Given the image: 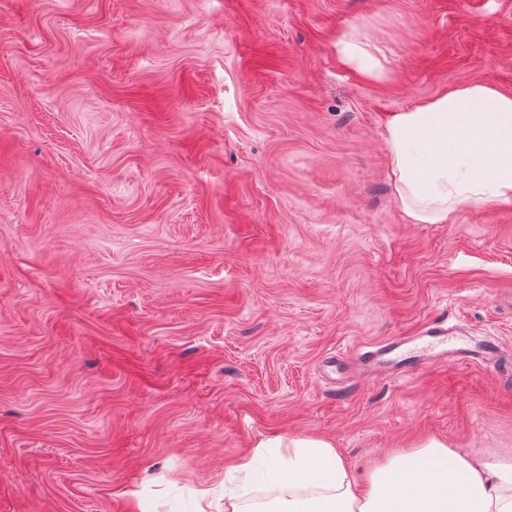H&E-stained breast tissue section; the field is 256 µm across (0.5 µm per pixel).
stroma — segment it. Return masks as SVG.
I'll use <instances>...</instances> for the list:
<instances>
[{"instance_id":"1","label":"stroma","mask_w":512,"mask_h":512,"mask_svg":"<svg viewBox=\"0 0 512 512\" xmlns=\"http://www.w3.org/2000/svg\"><path fill=\"white\" fill-rule=\"evenodd\" d=\"M473 82L512 0H0V512H224L278 435L512 451V205L412 223L385 146ZM438 321L502 360L333 366ZM338 46L347 63L368 78H379L382 75L379 62L376 60L371 42L361 36L355 29L343 33Z\"/></svg>"}]
</instances>
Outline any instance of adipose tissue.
<instances>
[{
	"label": "adipose tissue",
	"mask_w": 512,
	"mask_h": 512,
	"mask_svg": "<svg viewBox=\"0 0 512 512\" xmlns=\"http://www.w3.org/2000/svg\"><path fill=\"white\" fill-rule=\"evenodd\" d=\"M347 63L382 71L370 41L343 33ZM396 197L416 224H445L469 202L512 203V94L473 83L398 113L386 131ZM263 469L273 498L224 512H512V455L464 451L439 440L375 460L364 475L321 438L260 442L233 469Z\"/></svg>",
	"instance_id": "ef3b65f1"
}]
</instances>
